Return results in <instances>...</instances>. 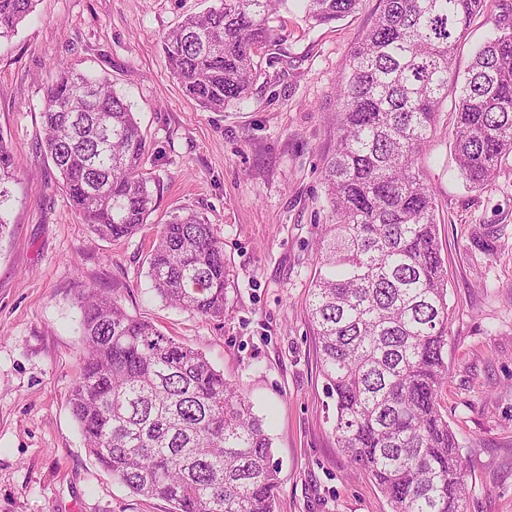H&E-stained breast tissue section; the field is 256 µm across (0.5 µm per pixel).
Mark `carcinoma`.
<instances>
[{
	"label": "carcinoma",
	"mask_w": 512,
	"mask_h": 512,
	"mask_svg": "<svg viewBox=\"0 0 512 512\" xmlns=\"http://www.w3.org/2000/svg\"><path fill=\"white\" fill-rule=\"evenodd\" d=\"M36 2L0 0V41ZM288 2L216 0L164 33L184 94L209 112L246 101L255 58L272 46ZM300 2L315 27L349 15L358 0ZM381 2L339 85L336 148L324 170L330 215L308 312L349 462L374 480L390 512H468L460 443L438 400L448 380V271L419 160L450 90L453 154L468 187L486 186L512 155V0H494V35L463 71L454 67L458 42L487 0ZM42 117L75 214L114 241L140 230L155 180L131 106L110 79L56 65ZM12 169L0 144V235ZM149 277L165 302L224 318V242L203 216L160 226ZM80 310L84 355L69 403L89 455L172 512H275L271 439L237 385L107 295L88 292Z\"/></svg>",
	"instance_id": "obj_1"
}]
</instances>
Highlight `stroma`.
<instances>
[{
	"label": "stroma",
	"instance_id": "stroma-1",
	"mask_svg": "<svg viewBox=\"0 0 512 512\" xmlns=\"http://www.w3.org/2000/svg\"><path fill=\"white\" fill-rule=\"evenodd\" d=\"M213 3L38 0L0 43V140L15 158L0 236V512H170L103 470L71 414L89 288L202 351L253 401L272 438L277 512H390L336 444L306 310L339 80L380 0L314 28L298 9L281 12L249 99L221 112L183 94L161 47L163 33ZM59 63L109 77L146 136L154 210L128 238L101 239L82 223L44 153L41 110ZM455 119L446 101L421 158L452 309L439 403L461 444L469 512H512V155L469 189L451 151ZM192 211L224 242L220 321L169 306L148 276L159 225Z\"/></svg>",
	"mask_w": 512,
	"mask_h": 512
}]
</instances>
